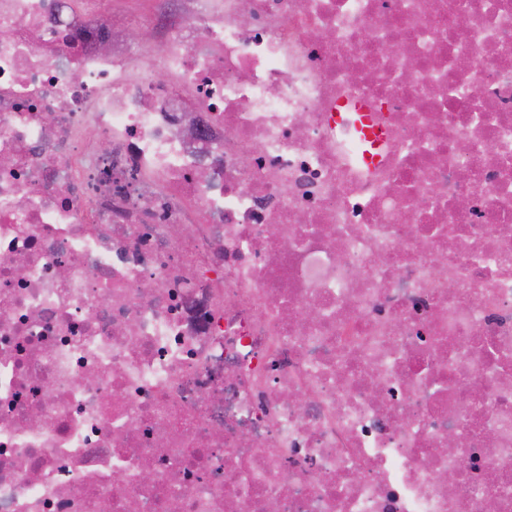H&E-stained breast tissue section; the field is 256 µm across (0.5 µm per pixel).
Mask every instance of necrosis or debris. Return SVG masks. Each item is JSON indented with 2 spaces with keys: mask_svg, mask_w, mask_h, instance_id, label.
Here are the masks:
<instances>
[{
  "mask_svg": "<svg viewBox=\"0 0 512 512\" xmlns=\"http://www.w3.org/2000/svg\"><path fill=\"white\" fill-rule=\"evenodd\" d=\"M111 12L0 0V512H512V0ZM112 21L120 29L122 38L126 41V32L131 28H136L146 32L129 20V15L137 10H146L150 8V1H124L112 0ZM361 133V139L370 144L372 150L382 141L379 126L373 123L372 114L359 103H346L336 111V126Z\"/></svg>",
  "mask_w": 512,
  "mask_h": 512,
  "instance_id": "obj_1",
  "label": "necrosis or debris"
}]
</instances>
